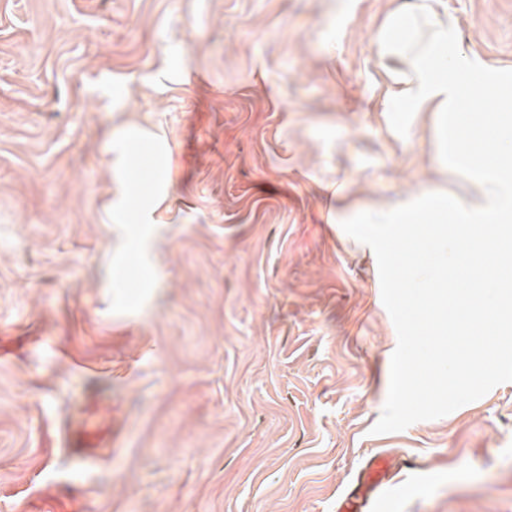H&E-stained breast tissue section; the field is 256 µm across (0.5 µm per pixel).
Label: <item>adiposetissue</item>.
I'll return each instance as SVG.
<instances>
[{
  "label": "adipose tissue",
  "instance_id": "adipose-tissue-1",
  "mask_svg": "<svg viewBox=\"0 0 512 512\" xmlns=\"http://www.w3.org/2000/svg\"><path fill=\"white\" fill-rule=\"evenodd\" d=\"M443 0H415L412 6L391 13L377 35L381 57L391 60L389 73L397 84L406 112H431L442 118L445 136L441 145V168L465 176L469 193L449 194L448 206L437 213L450 220L452 228L443 241L451 251L452 269L470 267L477 271L479 287L459 299L447 300L439 310L449 330L461 332L463 323H475L484 313L487 291H496L498 303L491 308L497 333L512 334V286L500 271L512 258V97L496 96V108L488 122L479 124L478 136L464 132V109L469 97L494 94L512 75L495 71L478 56L464 53L455 21L441 12ZM140 129H127L112 138L114 199L110 211L114 223L125 221L127 211L142 205V223H150L153 210L161 205V193L139 195L129 174L135 165L129 149L133 140L145 138ZM485 148V169L470 168L474 149ZM435 186L423 188L421 196H437ZM421 196H411L391 207L369 208L366 223L391 231L398 224L424 220Z\"/></svg>",
  "mask_w": 512,
  "mask_h": 512
}]
</instances>
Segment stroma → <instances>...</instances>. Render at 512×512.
I'll return each mask as SVG.
<instances>
[{
	"label": "stroma",
	"instance_id": "35a3bbf8",
	"mask_svg": "<svg viewBox=\"0 0 512 512\" xmlns=\"http://www.w3.org/2000/svg\"><path fill=\"white\" fill-rule=\"evenodd\" d=\"M407 0H0V512H333L362 457L392 512H512V382L373 433L397 333L341 223L422 185L432 113L391 111L377 32ZM512 69V0H444ZM170 151L167 200L107 214L110 134ZM85 420L111 459L78 468ZM87 432H89V429L87 428L86 424L76 423L73 428L68 431L67 445L68 448H71L72 453L75 454V456L79 459L83 461L95 462L97 458L96 450L98 448H112V441L109 440L106 443H97L93 445L84 444L80 441L79 436ZM61 494V487L55 483H45L35 494L29 497L28 512H53L48 511L45 506L50 500L57 498Z\"/></svg>",
	"mask_w": 512,
	"mask_h": 512
}]
</instances>
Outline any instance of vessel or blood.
I'll use <instances>...</instances> for the list:
<instances>
[{
	"label": "vessel or blood",
	"instance_id": "b4317fda",
	"mask_svg": "<svg viewBox=\"0 0 512 512\" xmlns=\"http://www.w3.org/2000/svg\"><path fill=\"white\" fill-rule=\"evenodd\" d=\"M86 424L78 423L68 432L67 445L73 454L84 461H95L96 450L90 449L80 440L87 433ZM414 467L413 459L396 462L393 455L386 451H377L364 458L348 485L337 495L334 512H386L390 499L389 489L401 467ZM61 493L58 484H44L29 501L28 512H48L50 500Z\"/></svg>",
	"mask_w": 512,
	"mask_h": 512
}]
</instances>
